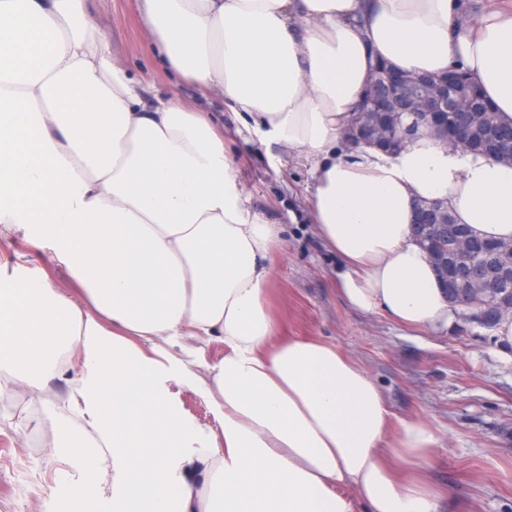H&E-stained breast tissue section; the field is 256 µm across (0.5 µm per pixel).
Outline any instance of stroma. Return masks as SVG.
Wrapping results in <instances>:
<instances>
[{
	"instance_id": "35a3bbf8",
	"label": "stroma",
	"mask_w": 512,
	"mask_h": 512,
	"mask_svg": "<svg viewBox=\"0 0 512 512\" xmlns=\"http://www.w3.org/2000/svg\"><path fill=\"white\" fill-rule=\"evenodd\" d=\"M91 9L113 52L124 59L147 99L196 88L163 67L143 45L139 0H92ZM211 108L240 166L255 209L285 226V250L274 257L270 306L291 336L330 341L368 371L397 418L416 417L436 429L439 444L428 464L443 491L440 512H512V361L501 358L492 330L460 319L449 328L409 330L387 316L350 308L334 286L336 256L315 232L304 192L310 164L288 160L276 144H262L222 102ZM28 253L29 274H49L55 288L76 295L69 272L48 246L21 237L0 242V254ZM0 429V512H113L109 500L51 494L58 462L14 445Z\"/></svg>"
}]
</instances>
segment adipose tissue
<instances>
[{
  "label": "adipose tissue",
  "mask_w": 512,
  "mask_h": 512,
  "mask_svg": "<svg viewBox=\"0 0 512 512\" xmlns=\"http://www.w3.org/2000/svg\"><path fill=\"white\" fill-rule=\"evenodd\" d=\"M164 66L220 94L260 141L310 161L312 222L341 261L344 301L411 329L459 311L413 239L438 200L485 239L512 240V163L422 127L399 151L351 144L376 62L458 65L512 123V10L468 0H141ZM282 224L258 212L214 117L174 93L145 100L88 0H0V239L49 244L82 299L18 252L0 266V397L51 393L66 412L20 415L49 456L91 474L117 512H438L439 443L394 420L377 381L335 344L281 335L268 256ZM224 355L206 362L203 346ZM192 388L212 424L171 387ZM172 391L186 414L201 423L212 424L207 404L195 392L178 384L172 385Z\"/></svg>",
  "instance_id": "obj_1"
}]
</instances>
